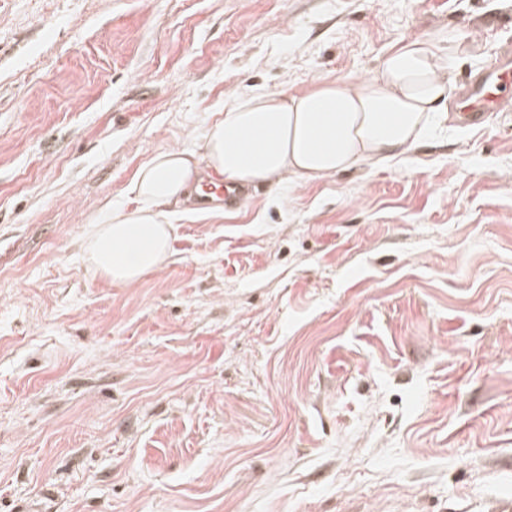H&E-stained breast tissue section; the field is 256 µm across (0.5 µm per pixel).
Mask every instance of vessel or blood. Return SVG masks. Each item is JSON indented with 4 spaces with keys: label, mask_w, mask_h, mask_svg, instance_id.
Returning <instances> with one entry per match:
<instances>
[{
    "label": "vessel or blood",
    "mask_w": 512,
    "mask_h": 512,
    "mask_svg": "<svg viewBox=\"0 0 512 512\" xmlns=\"http://www.w3.org/2000/svg\"><path fill=\"white\" fill-rule=\"evenodd\" d=\"M512 87V46L504 45L484 69L471 73L460 85L454 117L460 126L477 128L497 112L512 108L505 91ZM206 204L236 207L243 192L236 187L205 184L200 195Z\"/></svg>",
    "instance_id": "b4317fda"
}]
</instances>
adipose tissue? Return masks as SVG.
Instances as JSON below:
<instances>
[{
    "mask_svg": "<svg viewBox=\"0 0 512 512\" xmlns=\"http://www.w3.org/2000/svg\"><path fill=\"white\" fill-rule=\"evenodd\" d=\"M452 90L441 48L415 39L389 53L364 80L323 81L285 94L255 90L233 99L198 149L155 154L128 191L137 206L107 205L84 244L94 273L117 286L161 269L174 227L167 208L189 200L203 177L245 187L303 185L412 151Z\"/></svg>",
    "mask_w": 512,
    "mask_h": 512,
    "instance_id": "1",
    "label": "adipose tissue"
}]
</instances>
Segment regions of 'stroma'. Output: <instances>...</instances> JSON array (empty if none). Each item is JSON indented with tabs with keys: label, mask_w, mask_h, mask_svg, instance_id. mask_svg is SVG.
<instances>
[{
	"label": "stroma",
	"mask_w": 512,
	"mask_h": 512,
	"mask_svg": "<svg viewBox=\"0 0 512 512\" xmlns=\"http://www.w3.org/2000/svg\"><path fill=\"white\" fill-rule=\"evenodd\" d=\"M455 82L512 0H0V512H492L512 494V111L236 210L126 287L82 243L232 98Z\"/></svg>",
	"instance_id": "1"
}]
</instances>
